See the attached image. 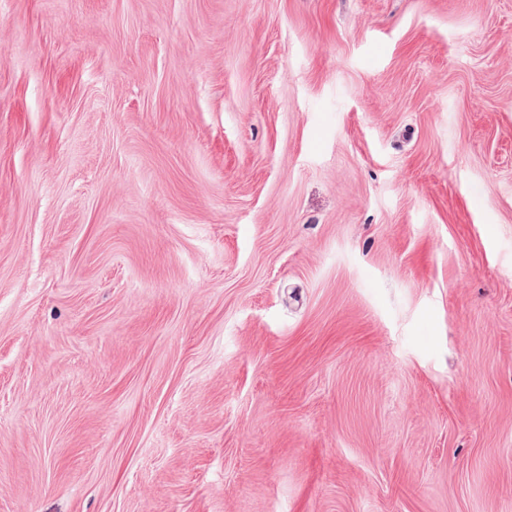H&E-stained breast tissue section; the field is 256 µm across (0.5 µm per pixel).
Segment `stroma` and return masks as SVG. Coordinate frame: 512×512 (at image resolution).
I'll return each instance as SVG.
<instances>
[{"label":"stroma","mask_w":512,"mask_h":512,"mask_svg":"<svg viewBox=\"0 0 512 512\" xmlns=\"http://www.w3.org/2000/svg\"><path fill=\"white\" fill-rule=\"evenodd\" d=\"M0 512H512V0H0Z\"/></svg>","instance_id":"1"}]
</instances>
